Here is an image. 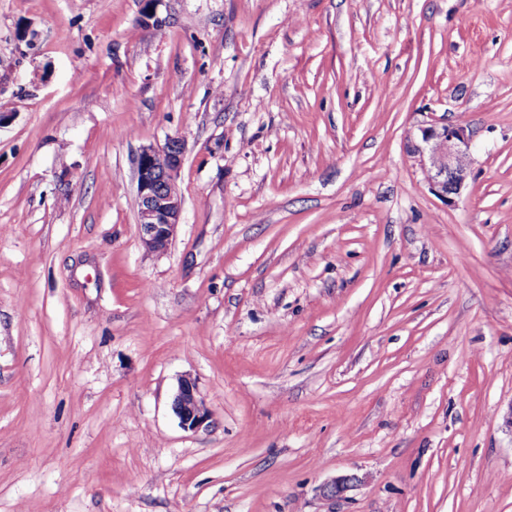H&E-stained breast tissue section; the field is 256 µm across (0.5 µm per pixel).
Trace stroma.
I'll list each match as a JSON object with an SVG mask.
<instances>
[{"mask_svg":"<svg viewBox=\"0 0 512 512\" xmlns=\"http://www.w3.org/2000/svg\"><path fill=\"white\" fill-rule=\"evenodd\" d=\"M0 113V512H512V0H0ZM428 145V184L437 196L455 203L469 172V136L460 124H432L421 130ZM185 145L171 137L162 147L143 148L137 159V224L143 249L164 253L176 236L183 210L177 184ZM172 409L186 430H196L209 418V410L198 396L195 381L184 376L178 383L172 401Z\"/></svg>","mask_w":512,"mask_h":512,"instance_id":"1","label":"stroma"}]
</instances>
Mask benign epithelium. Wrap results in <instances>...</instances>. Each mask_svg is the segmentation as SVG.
<instances>
[{
    "label": "benign epithelium",
    "instance_id": "obj_1",
    "mask_svg": "<svg viewBox=\"0 0 512 512\" xmlns=\"http://www.w3.org/2000/svg\"><path fill=\"white\" fill-rule=\"evenodd\" d=\"M428 145L425 164L428 184L437 196L455 203L469 172V136L460 124H432L421 130ZM185 145L171 137L162 147L143 148L137 159V224L143 249L161 254L176 236L183 210V196L177 184ZM172 409L186 430H196L209 418V410L198 396L195 381L187 376L179 383ZM352 478H335L326 488L334 499L350 488Z\"/></svg>",
    "mask_w": 512,
    "mask_h": 512
}]
</instances>
